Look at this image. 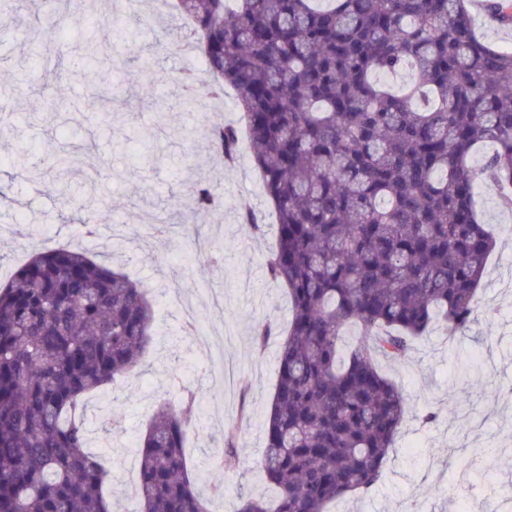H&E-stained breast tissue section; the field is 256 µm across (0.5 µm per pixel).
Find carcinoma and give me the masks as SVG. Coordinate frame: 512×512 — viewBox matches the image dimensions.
Returning a JSON list of instances; mask_svg holds the SVG:
<instances>
[{
	"label": "carcinoma",
	"mask_w": 512,
	"mask_h": 512,
	"mask_svg": "<svg viewBox=\"0 0 512 512\" xmlns=\"http://www.w3.org/2000/svg\"><path fill=\"white\" fill-rule=\"evenodd\" d=\"M214 82L235 91L276 215L265 259L292 316L260 471L277 496L234 512H327L385 475L407 413L380 368L438 322L473 321L497 239L478 181L512 209V47L478 33L472 0H173ZM486 12L512 24L509 0ZM403 71L408 82L383 80ZM490 143L481 169L469 163ZM240 128L211 125L208 150L236 158ZM194 213L223 206L204 182ZM249 234L262 220L242 206ZM153 309L144 285L69 246L32 254L0 287V512H112L109 474L89 451L87 397L140 364ZM358 327L354 345L340 340ZM198 401L158 406L140 437L139 512H210L184 456ZM224 432V462L238 452ZM485 449L469 474L489 475Z\"/></svg>",
	"instance_id": "cac0c4a2"
}]
</instances>
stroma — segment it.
<instances>
[{"label":"stroma","mask_w":512,"mask_h":512,"mask_svg":"<svg viewBox=\"0 0 512 512\" xmlns=\"http://www.w3.org/2000/svg\"><path fill=\"white\" fill-rule=\"evenodd\" d=\"M100 21L85 20L81 0H28L39 28L16 20L17 0L0 6L12 39L0 43V285L41 241L77 240V216L100 215V231L87 250L112 261L141 281L154 307L152 339L141 366L117 385L91 396L84 417L91 450L102 455L112 475L115 512H132L136 493L126 473L137 468L139 437L161 402L177 403L183 388L199 402L224 401V418L199 412L186 444V458L202 490L224 484L216 512H231L239 498L274 496L261 476L264 429L277 379L278 337L265 348L253 344L254 325L263 319L283 328L290 318L284 288L263 266L275 244V216L263 194L248 147L233 167L206 148L210 125L236 120L232 94L212 99L204 90L210 75L191 47L188 30L178 37L156 35L154 27L172 15L142 22L126 0H97ZM100 44L94 63L124 89L122 99L92 111H74L99 87L84 74L59 72L44 79L34 63L40 48L61 46L67 58ZM149 50L147 62L132 58ZM196 74L200 92L192 111L176 109V80L184 66ZM78 151L83 191L62 205L65 178L51 169L48 154ZM28 160L18 164V152ZM201 179L224 201L222 210L197 219L182 207L186 181ZM484 223L498 246L487 264L479 302L468 330L448 337L440 329L416 341L408 355L383 362L400 383L409 413L397 436L383 482L368 495L346 498L332 512H492L495 501L512 496V211L495 190L480 187ZM180 211L182 221L163 235L148 224L155 204ZM249 203L264 212L266 233L247 235L237 209ZM480 351L482 367L458 385V363ZM251 382L240 389L241 378ZM117 419L113 431L105 419ZM242 422L241 452L229 470L214 468L226 425ZM489 447L492 485L461 476L469 449Z\"/></svg>","instance_id":"obj_1"}]
</instances>
